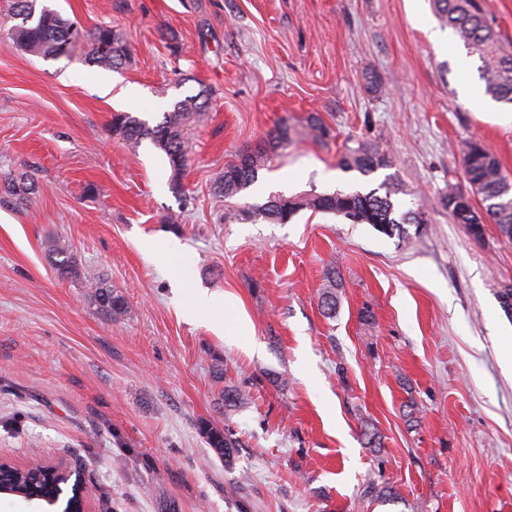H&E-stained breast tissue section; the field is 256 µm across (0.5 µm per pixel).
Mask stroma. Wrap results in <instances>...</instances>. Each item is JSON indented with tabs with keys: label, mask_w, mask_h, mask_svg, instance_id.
Instances as JSON below:
<instances>
[{
	"label": "stroma",
	"mask_w": 512,
	"mask_h": 512,
	"mask_svg": "<svg viewBox=\"0 0 512 512\" xmlns=\"http://www.w3.org/2000/svg\"><path fill=\"white\" fill-rule=\"evenodd\" d=\"M49 4L82 28L115 27L131 58L105 70L22 53L0 0V177L40 186L0 203V462L78 470L91 512L105 497L113 512H512V319L498 298L512 241L492 223L474 239L446 197L472 192L464 141L512 174V126L462 41L429 40L433 0ZM203 90L175 194L165 154L113 138L112 115L153 124ZM311 114L327 141L304 136ZM284 119L293 143L249 189L215 195L216 172ZM361 144L389 167L339 169ZM387 179L397 212L425 219L403 241L309 209L283 224L237 215ZM145 238L179 240L178 263L144 253ZM54 240L108 278L124 320L58 278ZM177 285L238 297L260 354L185 320ZM232 386L245 398L229 407ZM203 422L239 441L231 465Z\"/></svg>",
	"instance_id": "stroma-1"
}]
</instances>
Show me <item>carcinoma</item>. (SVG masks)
Listing matches in <instances>:
<instances>
[{
    "label": "carcinoma",
    "mask_w": 512,
    "mask_h": 512,
    "mask_svg": "<svg viewBox=\"0 0 512 512\" xmlns=\"http://www.w3.org/2000/svg\"><path fill=\"white\" fill-rule=\"evenodd\" d=\"M39 0H11L10 18L16 24L8 31L10 44L33 57L59 58V51L66 47L77 60L106 70L118 69L129 60V49L119 33L109 26L90 30L74 27V22L63 17L56 9L38 6ZM439 21L453 29L464 43L468 53L482 62L480 78L484 93L493 100L512 105V43L505 42L488 25L484 0H434ZM208 105V96L199 92L175 102L162 118L151 125L128 112H118L112 117V125L120 128L121 141L135 149L148 139L167 157L171 170L170 186L174 191L181 188V177L191 160L188 130ZM307 134L322 142L329 131L315 115L307 119ZM294 130L283 120L268 138L253 150L242 153L224 166L214 181V192L231 199L251 186L259 171L266 168L272 157L286 149L293 140ZM461 163L467 180L480 197L481 207L469 203L451 213L456 224L467 226L471 235L479 239L483 235L481 225L491 220L506 239L512 240V177L505 174L496 156L476 141H466L460 149ZM389 166L388 157L371 147L360 145L342 154L338 167L343 171H357L363 176ZM36 181L26 173L4 176L0 201L23 202L36 194ZM384 194H379V191ZM398 193L394 184L384 182L379 188L367 193L360 191L313 194L305 198L272 197L261 205H246L241 209L245 218L255 216L286 222L296 211L333 213L353 224H370L388 236L399 238L406 235L405 225L422 222L421 213L408 210L395 216L392 195ZM52 264L60 278L82 280L90 290L91 302L107 318L117 322L128 313L123 296L112 291L107 279L96 269L83 270L77 261L67 255L65 246L53 242L49 246ZM327 284L322 299L327 309L336 308V268L326 276ZM200 432L216 455L231 463L238 443L231 434L209 423L200 425ZM18 498L28 502L48 504L52 488L30 472L22 474Z\"/></svg>",
    "instance_id": "cac0c4a2"
}]
</instances>
